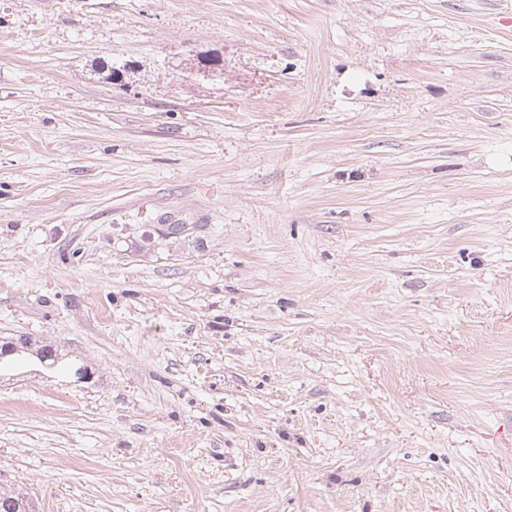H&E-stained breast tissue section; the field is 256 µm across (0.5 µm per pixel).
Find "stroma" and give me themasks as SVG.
<instances>
[{
    "label": "stroma",
    "instance_id": "35a3bbf8",
    "mask_svg": "<svg viewBox=\"0 0 512 512\" xmlns=\"http://www.w3.org/2000/svg\"><path fill=\"white\" fill-rule=\"evenodd\" d=\"M0 336L35 512H512V0H0Z\"/></svg>",
    "mask_w": 512,
    "mask_h": 512
}]
</instances>
